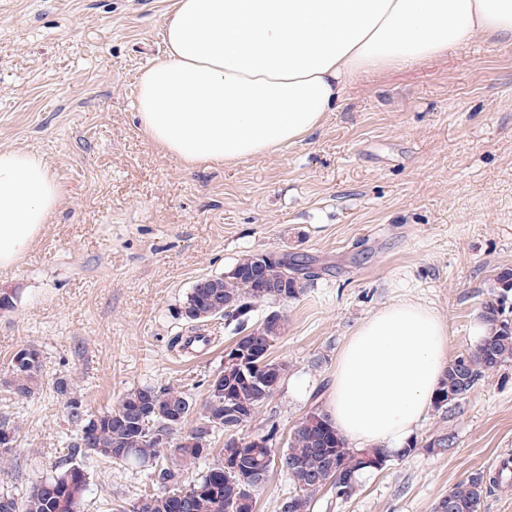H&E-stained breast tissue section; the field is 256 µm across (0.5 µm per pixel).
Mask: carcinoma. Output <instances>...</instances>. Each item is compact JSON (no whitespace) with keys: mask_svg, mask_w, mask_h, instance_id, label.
<instances>
[{"mask_svg":"<svg viewBox=\"0 0 512 512\" xmlns=\"http://www.w3.org/2000/svg\"><path fill=\"white\" fill-rule=\"evenodd\" d=\"M264 261L268 280L275 288H262L242 275L258 261ZM314 276L305 261L290 262L272 254H251L235 263L220 277L199 280L179 314L186 321L203 326L216 318L235 321L232 343L242 353L238 360L228 356L220 389L209 382L208 399L200 411L199 424L175 437L194 410L188 394L174 388L136 386L118 404L98 415L85 409L77 397H68L66 411L73 422L82 425L79 441L71 454L79 452L132 469L157 473L163 490L147 493L116 512H252V492L277 468L294 487L286 499L288 512H310L315 495L333 489L343 499L355 494L360 473L373 464L387 463L390 454L382 448H351L325 413L314 407L296 424L287 447L275 451L273 432L258 435L249 442L230 436L207 470L187 488L178 486L179 471L210 456V436L233 432L251 422L276 394L288 372V365L270 359L263 365L250 359L251 346L268 349L281 338L284 319L271 312L259 321L251 313L261 302L295 299L304 282ZM512 269L497 274L490 297L482 305L485 335L474 348L450 361L445 378L434 400L440 408L468 394L487 373L512 359ZM465 364L464 372L456 368ZM9 378L3 385L14 395L29 398L43 385L40 350L27 346L22 358L12 357ZM87 487V473L80 465L61 463L53 474L32 485L20 500L0 496V512H80ZM487 477L479 471L458 482L435 505V512H483ZM454 508H448V503Z\"/></svg>","mask_w":512,"mask_h":512,"instance_id":"1","label":"carcinoma"}]
</instances>
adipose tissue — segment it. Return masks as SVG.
<instances>
[{"label": "adipose tissue", "mask_w": 512, "mask_h": 512, "mask_svg": "<svg viewBox=\"0 0 512 512\" xmlns=\"http://www.w3.org/2000/svg\"><path fill=\"white\" fill-rule=\"evenodd\" d=\"M477 35L512 39V0H174L164 55L139 74V128L186 169L239 164L313 134L358 75ZM62 203L44 158L0 148L1 268L29 252ZM448 362L446 321L393 303L346 340L324 411L348 442L399 452Z\"/></svg>", "instance_id": "ef3b65f1"}]
</instances>
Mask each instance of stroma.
I'll return each instance as SVG.
<instances>
[{"mask_svg": "<svg viewBox=\"0 0 512 512\" xmlns=\"http://www.w3.org/2000/svg\"><path fill=\"white\" fill-rule=\"evenodd\" d=\"M172 0H0V147L41 153L64 202L29 253L0 269V380L36 346L44 385L30 398L0 387L17 442L0 492L20 498L68 460L81 428L57 379L90 413L131 387L189 393L234 341L224 319L207 346H172L198 280L247 254L306 258L297 298L258 304L285 331L270 351L289 369L277 395L240 428L273 432L282 450L322 405L336 357L358 324L412 300L449 327L448 354L473 329L496 274L512 268V40L475 36L434 59L361 75L323 126L281 152L235 166L181 163L150 144L135 115L136 76L164 52ZM455 438L440 451L433 441ZM411 454L360 475L356 493L319 492L311 512H433L442 496L512 453V360L458 402L429 407ZM81 512H111L162 486L148 470L85 461Z\"/></svg>", "mask_w": 512, "mask_h": 512, "instance_id": "1", "label": "stroma"}]
</instances>
